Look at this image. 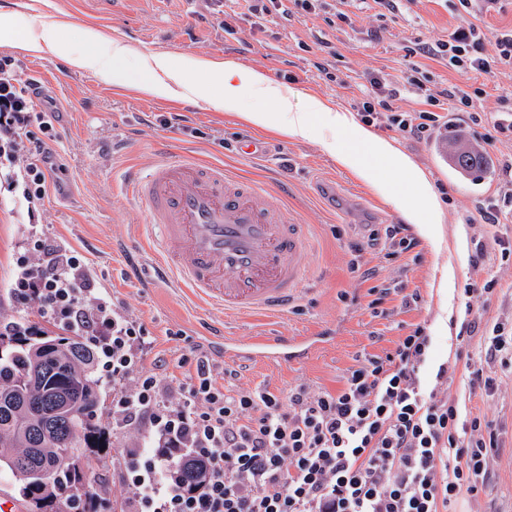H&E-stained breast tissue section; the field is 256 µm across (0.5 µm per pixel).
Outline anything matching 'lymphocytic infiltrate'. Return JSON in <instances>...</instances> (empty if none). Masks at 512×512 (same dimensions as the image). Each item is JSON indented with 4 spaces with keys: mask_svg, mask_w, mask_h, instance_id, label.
Masks as SVG:
<instances>
[{
    "mask_svg": "<svg viewBox=\"0 0 512 512\" xmlns=\"http://www.w3.org/2000/svg\"><path fill=\"white\" fill-rule=\"evenodd\" d=\"M403 2L246 0L254 17L329 10L342 22L353 8L370 5L383 18ZM478 2L457 0L458 25L415 51L463 78L492 82L512 74V28L489 36L475 21ZM38 93L36 78L18 79L14 59L0 56V169L17 172L7 190L30 211L56 176L55 113L36 111ZM405 97L423 100L425 109L398 111L395 103ZM478 98L465 81L434 91L414 75L398 82L371 73L358 105L364 121L409 138H428L460 116L487 127L486 144L512 139V113L478 111ZM84 264L80 254L33 240L16 259L13 293L79 335L106 339L101 373L114 386L112 419L146 432L152 443L150 451L124 454V476L134 487L124 512H455L461 492L490 488L486 460L499 448L498 435L449 399L455 368L440 364L425 381L432 339L424 326L411 325L390 350L364 353L333 391L303 384L284 396L231 390L216 383L204 356L187 381L160 363L141 371L133 347L144 344L146 328L112 312L95 280L83 275ZM186 460L205 468L200 484L178 482Z\"/></svg>",
    "mask_w": 512,
    "mask_h": 512,
    "instance_id": "obj_1",
    "label": "lymphocytic infiltrate"
}]
</instances>
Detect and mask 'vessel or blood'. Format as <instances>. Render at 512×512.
<instances>
[{"instance_id": "vessel-or-blood-1", "label": "vessel or blood", "mask_w": 512, "mask_h": 512, "mask_svg": "<svg viewBox=\"0 0 512 512\" xmlns=\"http://www.w3.org/2000/svg\"><path fill=\"white\" fill-rule=\"evenodd\" d=\"M124 182L156 230L147 246L161 254L160 278L179 279L231 316L280 315L299 302L315 240L281 197L193 154L163 160L147 173L130 168ZM224 352L289 362L308 360L316 349L305 336L262 335L244 345L225 339Z\"/></svg>"}]
</instances>
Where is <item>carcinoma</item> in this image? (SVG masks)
I'll return each mask as SVG.
<instances>
[{
	"label": "carcinoma",
	"mask_w": 512,
	"mask_h": 512,
	"mask_svg": "<svg viewBox=\"0 0 512 512\" xmlns=\"http://www.w3.org/2000/svg\"><path fill=\"white\" fill-rule=\"evenodd\" d=\"M103 384L93 344L69 329L37 333L20 315L0 335V480L26 512H97L83 459L120 450L97 422Z\"/></svg>",
	"instance_id": "obj_1"
}]
</instances>
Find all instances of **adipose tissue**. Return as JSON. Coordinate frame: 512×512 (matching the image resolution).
<instances>
[{
  "label": "adipose tissue",
  "instance_id": "1",
  "mask_svg": "<svg viewBox=\"0 0 512 512\" xmlns=\"http://www.w3.org/2000/svg\"><path fill=\"white\" fill-rule=\"evenodd\" d=\"M83 43L82 50H74L61 38L59 23L49 15L36 18L18 12L0 20V46L47 51L75 69L118 83L124 80L125 61L137 56L144 75L137 89L154 97L179 95L203 101L217 111H235L240 109L243 95H250L259 102L243 115L251 126L272 129L293 140L319 138L338 167L367 184L377 197L395 204L403 221L415 226L422 237H429L434 225L443 221V203L424 172L393 140L379 136L345 108L327 105L313 96L306 108H296L294 91L232 59L212 63L186 55L177 63L166 52L137 55L122 40L94 27L84 30ZM213 77L219 84L215 91L209 87Z\"/></svg>",
  "mask_w": 512,
  "mask_h": 512
}]
</instances>
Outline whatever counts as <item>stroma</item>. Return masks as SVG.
Segmentation results:
<instances>
[{"label": "stroma", "mask_w": 512, "mask_h": 512, "mask_svg": "<svg viewBox=\"0 0 512 512\" xmlns=\"http://www.w3.org/2000/svg\"><path fill=\"white\" fill-rule=\"evenodd\" d=\"M234 18V33L219 27L206 0H124L119 13L106 10L105 0H0V17L15 11H42L66 24L63 36L72 48L82 49L81 31L92 25L107 29L140 52L165 51L204 59L232 58L243 66L264 70L274 81L299 91V104L317 96L355 109L367 74L391 79L419 70L431 79L432 89L460 82V75L436 60L412 54L419 42L446 37L459 19L450 0H409L395 18H379L374 10L353 11L349 22L328 23L325 16L296 15L284 20L272 13L244 16L241 0H223ZM328 42L329 81L313 66L318 41ZM0 55L15 59L20 77H35L43 95L38 108L56 110L55 161L62 166V185L50 192L35 216L18 210L0 187V321L19 312L40 321L38 306L21 303L9 285L15 257L33 237H46L82 255L100 293L115 311L142 322L150 342L138 354L143 369L156 359L184 361V373L194 371L192 360L207 355L215 371L230 366L240 373L239 384L253 390L288 391L298 384L333 390L363 348L378 336V349L393 347L408 325H425L432 338V361L454 362L456 337L469 316L512 326V261L472 263L474 243L495 234L512 240V222L495 226L479 215L483 200L498 185L499 160L512 157V141L496 142L485 163L480 184L455 176L441 153L447 134L439 128L431 137L416 140L379 127L378 135L395 140L400 150L429 177L444 203V222L437 230L444 239L436 253L428 239H419L410 252L391 255L382 237L386 225L400 223L390 203L377 198L367 185L339 168L318 139L290 140L272 130H260L240 117L204 104L151 97L136 90L141 79L135 60H128L129 83L112 85L85 71L73 70L62 58L29 54L0 46ZM170 118L160 126L157 117ZM257 138L262 151L241 153L242 143ZM194 152L200 159L223 164L225 171L263 183L281 194L301 223L310 225L315 250L305 265L308 277L302 301L288 315L276 319L244 317L225 322L223 308L197 302L173 281L152 279L156 256L143 245L147 232L140 204L124 187L125 172L148 169L161 158ZM376 246H368L371 234ZM365 244L354 256V244ZM373 269L372 283L356 278L352 261ZM497 279L490 299H466L464 290ZM400 285L420 294L417 305L405 309L399 295L371 309L370 285ZM229 336L249 341L260 332L280 336H313L318 353L298 364H247L225 356L224 344L209 338L216 326ZM498 379L492 396L470 392L467 380L455 375L449 396L466 409L487 415L502 441L488 466L491 487L482 494H462L457 512H512V366L491 360ZM94 486L104 488L103 512L124 503L130 494L118 456L93 455L85 461Z\"/></svg>", "instance_id": "stroma-1"}]
</instances>
